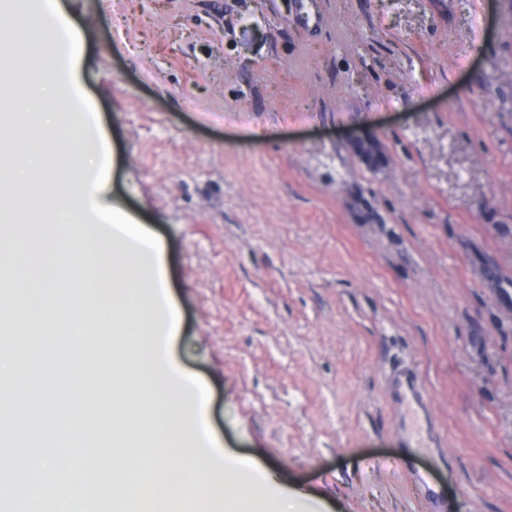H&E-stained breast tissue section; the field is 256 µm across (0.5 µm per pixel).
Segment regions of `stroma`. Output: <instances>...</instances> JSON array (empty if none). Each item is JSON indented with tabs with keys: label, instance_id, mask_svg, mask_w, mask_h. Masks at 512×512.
I'll return each mask as SVG.
<instances>
[{
	"label": "stroma",
	"instance_id": "35a3bbf8",
	"mask_svg": "<svg viewBox=\"0 0 512 512\" xmlns=\"http://www.w3.org/2000/svg\"><path fill=\"white\" fill-rule=\"evenodd\" d=\"M60 2L249 512H512V0ZM389 397L394 403L415 410L423 411L428 405L419 372L410 365L399 367L392 372Z\"/></svg>",
	"mask_w": 512,
	"mask_h": 512
}]
</instances>
